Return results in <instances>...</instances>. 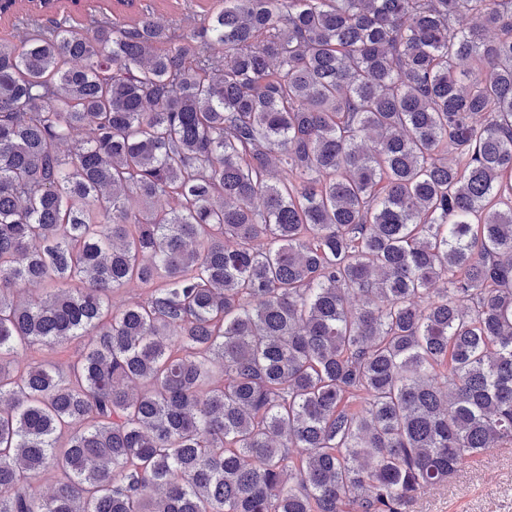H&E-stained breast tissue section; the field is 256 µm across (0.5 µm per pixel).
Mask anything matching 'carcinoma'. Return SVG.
I'll return each instance as SVG.
<instances>
[{
  "instance_id": "1",
  "label": "carcinoma",
  "mask_w": 512,
  "mask_h": 512,
  "mask_svg": "<svg viewBox=\"0 0 512 512\" xmlns=\"http://www.w3.org/2000/svg\"><path fill=\"white\" fill-rule=\"evenodd\" d=\"M114 5L0 40V512H406L512 445V0ZM215 0H141L142 4H147L155 17L171 22L172 19H182L190 12L201 11L208 8Z\"/></svg>"
}]
</instances>
